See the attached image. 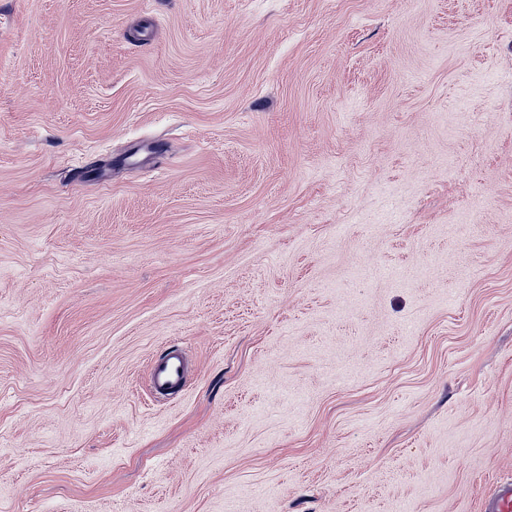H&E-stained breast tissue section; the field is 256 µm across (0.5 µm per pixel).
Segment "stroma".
Here are the masks:
<instances>
[{"label": "stroma", "mask_w": 512, "mask_h": 512, "mask_svg": "<svg viewBox=\"0 0 512 512\" xmlns=\"http://www.w3.org/2000/svg\"><path fill=\"white\" fill-rule=\"evenodd\" d=\"M508 477L512 0H0V512ZM187 359L179 348H173L152 363L151 383L156 392H163L183 385Z\"/></svg>", "instance_id": "35a3bbf8"}]
</instances>
